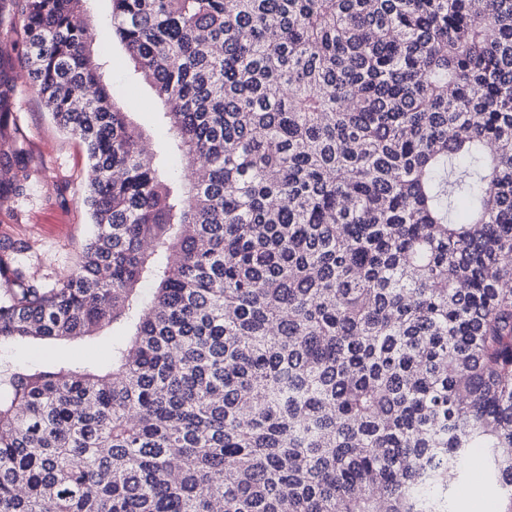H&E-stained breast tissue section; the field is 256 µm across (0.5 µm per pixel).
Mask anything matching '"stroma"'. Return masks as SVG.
Returning a JSON list of instances; mask_svg holds the SVG:
<instances>
[{
	"label": "stroma",
	"mask_w": 512,
	"mask_h": 512,
	"mask_svg": "<svg viewBox=\"0 0 512 512\" xmlns=\"http://www.w3.org/2000/svg\"><path fill=\"white\" fill-rule=\"evenodd\" d=\"M86 21L94 46L109 60L106 71L114 101L127 108L132 126L150 146L164 151L169 126L154 90L137 74L124 46L112 36L111 0H89ZM0 70L16 88L13 117L29 140L35 177L26 193L0 207V235L25 237L29 250L19 265L52 280L66 274L92 232L84 205L87 188L86 156L81 146L63 133L30 84L21 58L10 43L0 44ZM124 323L103 325L96 336L62 342L19 343L0 349V359L27 369L54 365L112 363L113 340L127 335Z\"/></svg>",
	"instance_id": "stroma-1"
}]
</instances>
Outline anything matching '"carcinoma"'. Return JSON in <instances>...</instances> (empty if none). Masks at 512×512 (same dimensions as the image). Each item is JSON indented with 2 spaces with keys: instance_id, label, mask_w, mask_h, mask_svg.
Here are the masks:
<instances>
[{
  "instance_id": "1",
  "label": "carcinoma",
  "mask_w": 512,
  "mask_h": 512,
  "mask_svg": "<svg viewBox=\"0 0 512 512\" xmlns=\"http://www.w3.org/2000/svg\"><path fill=\"white\" fill-rule=\"evenodd\" d=\"M87 2L0 0L93 225L52 283L0 238V348L132 333L3 370L0 512H448L474 454L512 512V0H112L180 180ZM86 22L91 28L94 47L108 57L106 70L112 97L129 112V121L160 156L170 140L169 126L163 119L162 105L154 90L135 71L124 46L112 38L111 0H91ZM122 322L103 325L97 336L70 339L62 342L19 343L2 348V362L27 369H47L54 365L94 363L109 366L112 363V341L127 335Z\"/></svg>"
}]
</instances>
